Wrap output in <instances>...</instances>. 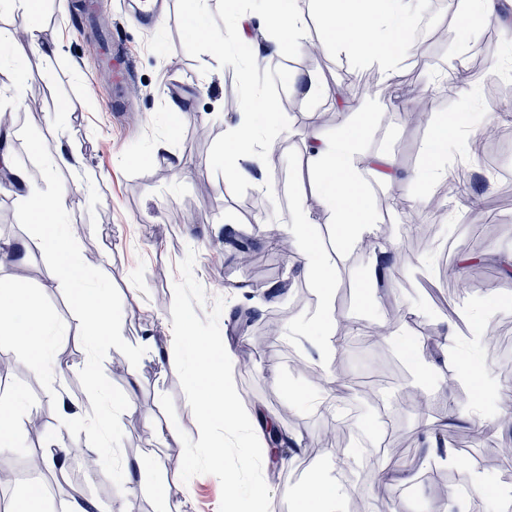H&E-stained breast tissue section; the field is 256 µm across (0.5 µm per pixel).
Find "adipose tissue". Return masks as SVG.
I'll list each match as a JSON object with an SVG mask.
<instances>
[{
  "instance_id": "ef3b65f1",
  "label": "adipose tissue",
  "mask_w": 512,
  "mask_h": 512,
  "mask_svg": "<svg viewBox=\"0 0 512 512\" xmlns=\"http://www.w3.org/2000/svg\"><path fill=\"white\" fill-rule=\"evenodd\" d=\"M319 19L326 38L336 49L377 65L379 73H390L403 50V33L407 22L416 14V0H318ZM267 31L258 40L255 28ZM233 43L253 61H260L286 49H301L305 40L304 21L295 0H265L257 13L240 11L227 22ZM247 91L243 117L227 130L224 166L228 176L263 186L258 172L274 151L272 142L260 140L259 127L278 128L275 105L253 93V72L240 71ZM374 107L365 98L355 112L346 115L333 137L325 138L316 128L307 136V164L315 176L316 188L332 206L336 217V237L341 245L350 246L367 238L374 217L359 185L358 173L367 167L384 181H392L398 166L392 155H367L361 150L364 126ZM0 166L11 169L18 185L28 187L25 209L37 231L25 244L27 251H38L56 258V280L69 286L77 306L86 313L83 334L89 342H101L110 334L107 291L85 287L87 259L74 247L72 235L66 232L60 217L66 212L71 190L65 185H49L48 189L29 188L26 172L14 167L8 151L0 152ZM294 234L298 241L302 268L317 286L321 308L314 323L326 336L336 333L334 284L332 270L335 259L321 255L313 246L312 221L304 206H297ZM56 327L55 321L35 302L33 295L9 285L0 288V335L10 337L33 364L44 362L49 351L46 338Z\"/></svg>"
}]
</instances>
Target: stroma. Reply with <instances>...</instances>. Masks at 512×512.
I'll return each instance as SVG.
<instances>
[{"instance_id":"35a3bbf8","label":"stroma","mask_w":512,"mask_h":512,"mask_svg":"<svg viewBox=\"0 0 512 512\" xmlns=\"http://www.w3.org/2000/svg\"><path fill=\"white\" fill-rule=\"evenodd\" d=\"M74 2L43 0L36 18L9 5L0 8V27L40 28L37 44L23 57L0 52V91L6 96L0 108L13 117V160L34 185L46 184L44 156L62 153L69 159L54 174L56 183L75 190L62 221L78 226L75 247L94 258L91 284L111 287L112 334L88 347L69 288L54 280V258L32 253L0 261V284L34 292L41 308L63 326L49 358L39 365L0 335V364L14 366L8 391L26 399L13 445L0 446V470L10 475L0 482V512H8L14 498L35 484L42 490L44 512H71L74 502L87 499L121 501L127 512H219L218 478L203 474L182 482L184 447L155 426L169 420L188 436L196 434L178 374L162 357L173 341L177 266L190 251L208 300H225L222 339L233 354L251 353L244 380L250 399L244 408L257 437H264L270 418L282 431L281 461L262 464L270 512H296L298 488L313 480L342 482L347 494L339 512H378L385 500L399 512H473L475 502L485 498L495 501L499 512H512V466L490 461L492 449L512 444V425L502 423L495 408L484 407L480 394L458 382L469 368L497 383L512 381V369H505L490 349L496 334L512 336V280L500 269L501 261L512 256V178L483 166L475 149L493 116L512 108V96L490 99L480 84L450 95L444 85L450 61L480 56L491 31L499 47L485 71L512 86V4L496 18L466 24L449 17L439 0L424 49L407 42L393 74L370 92L376 107L365 126L363 150L393 153L399 175L384 183L360 171L377 224L369 248L347 247L335 272L334 299L336 308L359 323L362 335L377 325H394L392 337L366 347L373 367L389 378L368 395L357 385L353 350L337 364L335 354L325 350L327 337L311 325L320 301L301 272L292 220L296 204H304L317 246L335 250L333 213L316 193L306 163L308 115L329 114L320 131L334 135L343 114L361 100L340 91L342 76L365 73L369 64L328 44L314 0H300L306 38L318 44L320 53L291 50L274 60L288 78L314 77L323 90L311 99L292 90L279 93L267 80V63H260L257 89L270 100L286 98L278 108L284 130L273 137L267 185L260 188L228 177L221 160L225 132L239 120L244 96L238 68L219 63L212 39L224 29L230 0H204L201 31L193 27L186 0H166L164 19L149 29L134 18L136 0H110L112 37L133 73L126 112L112 110L109 76L83 53L91 35L81 32ZM416 54L419 78L432 90L430 123L454 118L465 106L476 109L469 129L448 143V166L464 167L474 197H457L450 177L427 181L421 176L429 129L405 117L413 100L404 77ZM48 116L56 118L58 130L44 139L39 130ZM201 126L209 129V138L197 137ZM18 192L10 175L0 172V241L19 242L33 232ZM489 218L498 233L485 238L475 227ZM272 223L280 227L273 235L268 232ZM424 224L433 230L426 242L418 236ZM228 228L253 245L254 263L240 264L235 248L224 241ZM381 255L390 259L387 272L369 280ZM450 261L462 273L452 283L443 275ZM423 265L428 274H419ZM239 305L258 310L260 318L234 340L231 310ZM455 314L467 329L449 347L419 346L407 324L420 320L428 335L444 337ZM273 315L281 322L275 337L262 331L264 318ZM296 357L315 364L319 376L310 379L294 371L290 363ZM99 394L130 399L134 409L109 429L97 428L79 411ZM422 395L435 418L449 408L455 412L443 452L431 457L423 448L424 416L417 409ZM375 399L396 422L388 445L408 460V482L380 479L381 464L393 463V456L381 460L350 453ZM479 423L490 429L489 441L469 442L470 426ZM456 440L468 441L469 466L445 456ZM60 443L66 450V480L28 469L32 455ZM96 443L111 445L112 461L91 468L88 449ZM136 461L142 470L133 482H122L118 467ZM475 471L489 479V492L459 494V485L470 486ZM174 485L182 487V494L172 503L162 500L159 489Z\"/></svg>"}]
</instances>
